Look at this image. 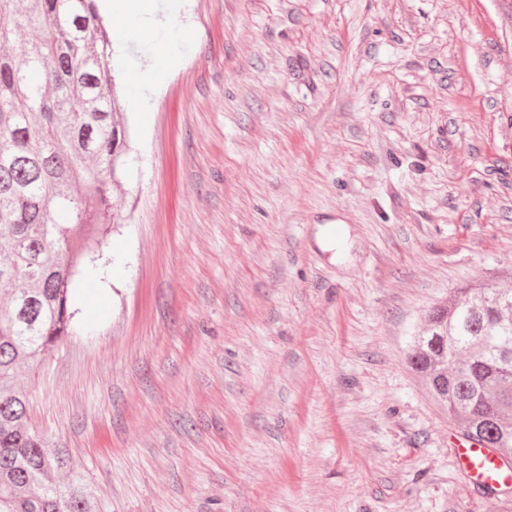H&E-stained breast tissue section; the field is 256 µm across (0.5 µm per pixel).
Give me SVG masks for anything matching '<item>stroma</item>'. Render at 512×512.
Here are the masks:
<instances>
[{"label":"stroma","instance_id":"stroma-1","mask_svg":"<svg viewBox=\"0 0 512 512\" xmlns=\"http://www.w3.org/2000/svg\"><path fill=\"white\" fill-rule=\"evenodd\" d=\"M119 219L29 418L97 512H512L408 357L512 286V0H154Z\"/></svg>","mask_w":512,"mask_h":512}]
</instances>
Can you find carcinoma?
Wrapping results in <instances>:
<instances>
[{
	"label": "carcinoma",
	"mask_w": 512,
	"mask_h": 512,
	"mask_svg": "<svg viewBox=\"0 0 512 512\" xmlns=\"http://www.w3.org/2000/svg\"><path fill=\"white\" fill-rule=\"evenodd\" d=\"M97 0H0V512H95L66 448L28 421L19 370L70 336L80 258L117 223L129 150ZM411 364L464 438L512 467V289L433 309Z\"/></svg>",
	"instance_id": "cac0c4a2"
}]
</instances>
